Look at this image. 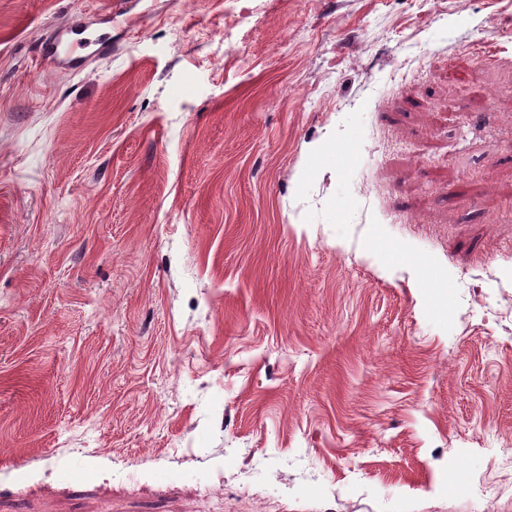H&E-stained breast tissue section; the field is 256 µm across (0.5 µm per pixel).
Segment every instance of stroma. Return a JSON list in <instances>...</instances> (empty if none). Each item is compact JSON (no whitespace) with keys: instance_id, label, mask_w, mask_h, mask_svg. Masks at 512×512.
<instances>
[{"instance_id":"stroma-1","label":"stroma","mask_w":512,"mask_h":512,"mask_svg":"<svg viewBox=\"0 0 512 512\" xmlns=\"http://www.w3.org/2000/svg\"><path fill=\"white\" fill-rule=\"evenodd\" d=\"M510 482L512 0H0V512ZM110 14L95 12L93 16L85 18L81 24H67L53 29L48 35H43L36 43L37 59L44 63L54 64L57 68L78 72L83 68L85 57L78 54V50L88 48L91 44L99 45L98 52L109 53L112 47L105 45L98 39L86 37L87 31L97 24L111 22L112 4L109 2Z\"/></svg>"}]
</instances>
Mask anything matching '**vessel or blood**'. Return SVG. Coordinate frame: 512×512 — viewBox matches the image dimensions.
Here are the masks:
<instances>
[{"mask_svg":"<svg viewBox=\"0 0 512 512\" xmlns=\"http://www.w3.org/2000/svg\"><path fill=\"white\" fill-rule=\"evenodd\" d=\"M110 15L97 13L80 24H67L53 29L36 43V56L39 61L54 64L56 67L74 72L83 68V49L90 46L88 30L97 24L110 22Z\"/></svg>","mask_w":512,"mask_h":512,"instance_id":"vessel-or-blood-1","label":"vessel or blood"}]
</instances>
